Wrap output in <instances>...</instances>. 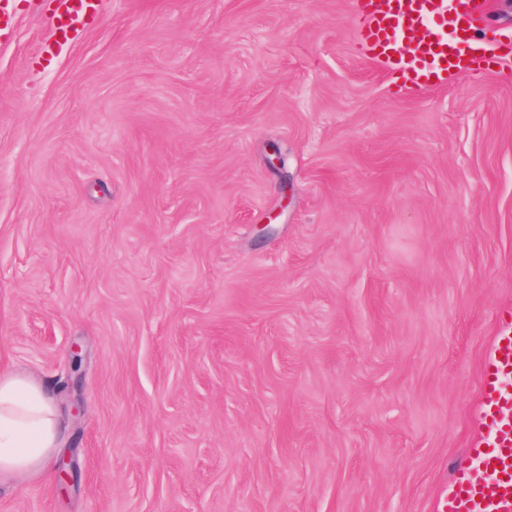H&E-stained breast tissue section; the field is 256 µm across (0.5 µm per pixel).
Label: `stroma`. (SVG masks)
<instances>
[{
	"label": "stroma",
	"mask_w": 512,
	"mask_h": 512,
	"mask_svg": "<svg viewBox=\"0 0 512 512\" xmlns=\"http://www.w3.org/2000/svg\"><path fill=\"white\" fill-rule=\"evenodd\" d=\"M53 9L0 30V370L74 483L0 512H437L512 305V57L413 95L349 0ZM97 8L98 0L56 1L52 16L56 35L61 39H67L84 24L87 17L96 12Z\"/></svg>",
	"instance_id": "obj_1"
}]
</instances>
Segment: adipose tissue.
<instances>
[{
	"label": "adipose tissue",
	"mask_w": 512,
	"mask_h": 512,
	"mask_svg": "<svg viewBox=\"0 0 512 512\" xmlns=\"http://www.w3.org/2000/svg\"><path fill=\"white\" fill-rule=\"evenodd\" d=\"M61 434L49 389L33 378L0 371V482L40 475Z\"/></svg>",
	"instance_id": "ef3b65f1"
}]
</instances>
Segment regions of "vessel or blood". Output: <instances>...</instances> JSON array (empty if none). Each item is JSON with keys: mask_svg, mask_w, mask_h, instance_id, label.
Here are the masks:
<instances>
[{"mask_svg": "<svg viewBox=\"0 0 512 512\" xmlns=\"http://www.w3.org/2000/svg\"><path fill=\"white\" fill-rule=\"evenodd\" d=\"M98 8V0H58L53 25L65 39ZM355 30L370 58L412 94L446 83L488 60L480 0H352ZM482 361L473 421L477 436L454 464L440 512H512V307ZM489 476L475 481L473 472Z\"/></svg>", "mask_w": 512, "mask_h": 512, "instance_id": "obj_1", "label": "vessel or blood"}]
</instances>
